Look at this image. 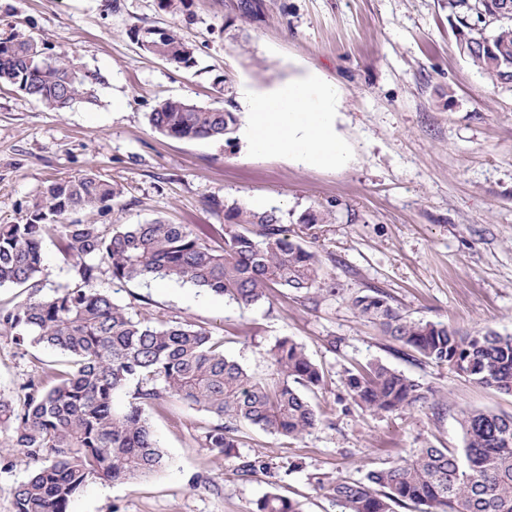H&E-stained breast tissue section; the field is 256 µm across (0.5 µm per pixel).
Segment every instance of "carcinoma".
Instances as JSON below:
<instances>
[{
	"instance_id": "cac0c4a2",
	"label": "carcinoma",
	"mask_w": 512,
	"mask_h": 512,
	"mask_svg": "<svg viewBox=\"0 0 512 512\" xmlns=\"http://www.w3.org/2000/svg\"><path fill=\"white\" fill-rule=\"evenodd\" d=\"M506 0H448V18L475 48L466 53L492 83L512 74V8ZM152 56L190 67L193 50L174 29L131 31ZM42 49L24 34L0 37V84L10 86L52 112H66L95 99L101 77L82 70L67 52L42 64ZM151 126L179 139L235 140L238 116L167 98L150 113ZM123 189L89 170L52 181L34 196L25 221L0 224V287L26 291L0 305V335L19 346L60 353L42 362L41 372L57 384L24 387L21 406L0 393V450L15 448L33 464L13 491L15 512H67L87 484L102 480L133 484L162 469L166 455L147 409L167 396L218 419L200 436L201 445L231 454L238 447L234 424L293 440L315 428L320 415L307 400L323 383V372L302 344L278 340L268 356L275 370L257 379L224 353L206 329L189 322L138 319L129 307L95 287L110 273L112 283L167 279L207 289L240 306H251L277 290L320 295L327 287L319 255L289 237L281 219L237 203L213 202L224 210V246L216 248L185 224L154 219L143 224H99L68 220L82 213L104 215ZM57 241L72 262L73 282L50 294L44 288L42 241ZM363 318L378 323L394 340L423 359L481 387L512 396V334L462 333L442 322L411 319L378 288L351 298ZM135 384L123 410L114 396ZM354 401L387 413L427 400L421 383L382 362L348 371ZM462 454L426 446L410 459L370 472L366 480H335L331 495L341 512H394L413 504L420 512H512V414L463 410ZM257 512H303L297 501L276 493L257 503Z\"/></svg>"
}]
</instances>
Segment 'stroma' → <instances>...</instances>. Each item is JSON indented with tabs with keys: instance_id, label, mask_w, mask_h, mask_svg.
<instances>
[{
	"instance_id": "35a3bbf8",
	"label": "stroma",
	"mask_w": 512,
	"mask_h": 512,
	"mask_svg": "<svg viewBox=\"0 0 512 512\" xmlns=\"http://www.w3.org/2000/svg\"><path fill=\"white\" fill-rule=\"evenodd\" d=\"M176 29L196 63L152 57L133 28ZM18 30L46 55L74 53L100 73L94 103L50 112L0 87V224L22 221L49 181L93 168L123 187L105 224L162 218L219 227L212 200L276 211L289 235L313 239L335 294L277 293L241 307L188 284L156 280L98 288L141 318L189 321L223 341L256 378L273 374L267 351L302 343L324 373L308 398L321 423L296 440L240 425L231 455L202 448L209 413L166 399L149 409L168 463L136 484L97 481L69 512H255L276 492L303 512H339V478L365 479L424 446L461 451L459 411L512 413V396L474 385L421 358L360 318L352 296L379 288L414 319L512 334V85H492L457 45L448 0H0V35ZM316 69L337 80L338 129L350 148L340 170L247 154L242 143L154 131L157 101L180 98L239 111L238 97ZM328 224L305 229L304 212ZM44 348L0 336V392L20 398ZM381 361L429 389L428 403L376 414L351 398L348 371ZM263 458L269 473L245 476ZM301 462L288 470L289 462Z\"/></svg>"
}]
</instances>
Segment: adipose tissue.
<instances>
[{"label":"adipose tissue","mask_w":512,"mask_h":512,"mask_svg":"<svg viewBox=\"0 0 512 512\" xmlns=\"http://www.w3.org/2000/svg\"><path fill=\"white\" fill-rule=\"evenodd\" d=\"M240 138L258 157L282 156L308 167L340 169L350 151L337 129V87L319 72L289 77L270 93H246Z\"/></svg>","instance_id":"1"}]
</instances>
